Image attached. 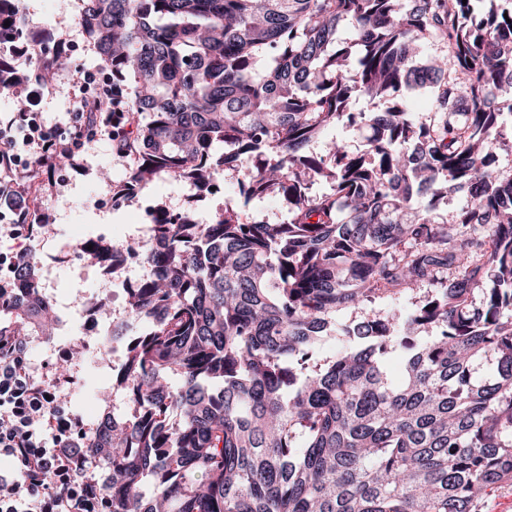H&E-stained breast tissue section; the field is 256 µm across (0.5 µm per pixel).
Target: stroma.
<instances>
[{
  "label": "stroma",
  "instance_id": "35a3bbf8",
  "mask_svg": "<svg viewBox=\"0 0 512 512\" xmlns=\"http://www.w3.org/2000/svg\"><path fill=\"white\" fill-rule=\"evenodd\" d=\"M21 11L25 43L44 38L70 46L73 68L99 67L100 61L88 45L76 21V0H17ZM72 68V70H73ZM72 70L57 72L40 111L46 125L63 130L69 126L76 80ZM128 169L126 159L116 156L111 145L95 140L85 145L77 164L44 170L35 192L38 215L47 219L49 247L56 255L51 266H39L41 288L71 308V347H85L83 360L72 363L77 381L68 387V412L94 426L109 405H123L122 393L112 386V367L99 359L95 347L85 346L81 306L85 300L112 295V281L97 265L79 259L74 247L83 240L102 236L115 243L132 238L139 227L149 223L152 212L162 206L173 213L191 211L203 223L213 220L228 201L238 199L240 186L232 173H225L220 192L201 194L171 178L160 179L122 204L112 201V184Z\"/></svg>",
  "mask_w": 512,
  "mask_h": 512
}]
</instances>
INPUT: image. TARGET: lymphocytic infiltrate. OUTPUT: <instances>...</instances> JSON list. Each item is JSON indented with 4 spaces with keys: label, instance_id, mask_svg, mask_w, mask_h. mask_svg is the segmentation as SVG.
Here are the masks:
<instances>
[{
    "label": "lymphocytic infiltrate",
    "instance_id": "obj_1",
    "mask_svg": "<svg viewBox=\"0 0 512 512\" xmlns=\"http://www.w3.org/2000/svg\"><path fill=\"white\" fill-rule=\"evenodd\" d=\"M79 140L45 129L35 113L0 116V169L31 155L79 154ZM66 381L36 375L21 337L0 336V455L15 470L0 473V512H104L96 481L70 451L73 419H61L54 399Z\"/></svg>",
    "mask_w": 512,
    "mask_h": 512
}]
</instances>
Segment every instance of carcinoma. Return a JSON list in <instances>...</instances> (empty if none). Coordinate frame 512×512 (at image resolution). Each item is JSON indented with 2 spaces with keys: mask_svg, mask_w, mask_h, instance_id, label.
<instances>
[{
  "mask_svg": "<svg viewBox=\"0 0 512 512\" xmlns=\"http://www.w3.org/2000/svg\"><path fill=\"white\" fill-rule=\"evenodd\" d=\"M474 2L81 0L128 161L113 202L165 176L205 193L233 170L245 189L210 223L159 206L149 243L77 246L114 273L150 269L112 322L126 407L76 452L111 473L106 512H480L512 480V174L492 168L512 126L488 106L512 112V0L482 16ZM2 36L24 37L14 0ZM430 39L446 52L426 62ZM32 66L46 84L70 61L43 42ZM13 71L0 54V94L20 95ZM420 90L426 124L395 102ZM374 100L388 106L358 108ZM341 125L366 132L361 150L312 151ZM460 184L469 203L442 221L417 198ZM268 196L288 223L247 220ZM10 274L0 335L46 330L31 255ZM423 284L398 314L336 323ZM331 332L336 353L315 359Z\"/></svg>",
  "mask_w": 512,
  "mask_h": 512,
  "instance_id": "carcinoma-1",
  "label": "carcinoma"
}]
</instances>
